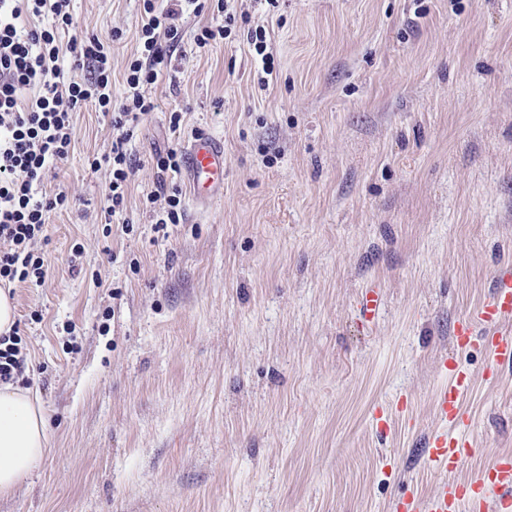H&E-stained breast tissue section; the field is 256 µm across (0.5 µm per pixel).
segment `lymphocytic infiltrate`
Listing matches in <instances>:
<instances>
[{"label": "lymphocytic infiltrate", "mask_w": 512, "mask_h": 512, "mask_svg": "<svg viewBox=\"0 0 512 512\" xmlns=\"http://www.w3.org/2000/svg\"><path fill=\"white\" fill-rule=\"evenodd\" d=\"M72 0H0V286L42 285L47 275L37 248L48 243L51 212L66 209V193H47L51 166L68 157L73 114L92 103L109 115L118 136L110 154L93 160L110 175L106 218L123 206L134 175L127 150L134 129L157 108L145 86L163 76L183 35L186 10L206 0H143L137 45L124 72L125 95L112 98V55L99 36L62 40L73 27ZM83 71L81 80L66 70Z\"/></svg>", "instance_id": "lymphocytic-infiltrate-1"}]
</instances>
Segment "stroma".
<instances>
[{
  "mask_svg": "<svg viewBox=\"0 0 512 512\" xmlns=\"http://www.w3.org/2000/svg\"><path fill=\"white\" fill-rule=\"evenodd\" d=\"M235 8L269 33V83L243 27L199 50L223 18L183 17L129 145L132 233L106 223L109 173L89 165L112 148L108 117L73 116L46 189L76 204L50 215L45 284L12 294L15 384L39 399L48 451L0 512H389L438 482L419 453L444 354L472 376L459 477L512 452V368L485 381V348L452 334L512 263V0ZM142 12L73 0L77 33L121 34L116 100ZM200 134L224 145L212 200L154 160ZM162 182L186 214L164 229Z\"/></svg>",
  "mask_w": 512,
  "mask_h": 512,
  "instance_id": "stroma-1",
  "label": "stroma"
}]
</instances>
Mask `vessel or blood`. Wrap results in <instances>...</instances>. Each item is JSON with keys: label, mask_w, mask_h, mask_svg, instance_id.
<instances>
[{"label": "vessel or blood", "mask_w": 512, "mask_h": 512, "mask_svg": "<svg viewBox=\"0 0 512 512\" xmlns=\"http://www.w3.org/2000/svg\"><path fill=\"white\" fill-rule=\"evenodd\" d=\"M190 174L197 197H213L224 188V147L212 137L199 135L187 148ZM493 293L472 314L458 321L454 342L465 346L481 338L493 363L487 376L512 366V268L503 267L492 279ZM470 386L466 373L457 372L455 384L440 388L435 397L439 429L422 453L424 470L441 474L436 489L427 495L403 494L390 505L391 512H512V454H497L476 476L455 478L454 473L472 453L471 444L458 437L463 429L462 397ZM496 497H489L488 489Z\"/></svg>", "instance_id": "obj_1"}]
</instances>
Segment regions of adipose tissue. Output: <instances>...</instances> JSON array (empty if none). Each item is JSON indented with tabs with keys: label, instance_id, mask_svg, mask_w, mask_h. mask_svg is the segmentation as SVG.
Instances as JSON below:
<instances>
[{
	"label": "adipose tissue",
	"instance_id": "1",
	"mask_svg": "<svg viewBox=\"0 0 512 512\" xmlns=\"http://www.w3.org/2000/svg\"><path fill=\"white\" fill-rule=\"evenodd\" d=\"M47 421L29 391L0 386V493L11 492L46 452Z\"/></svg>",
	"mask_w": 512,
	"mask_h": 512
}]
</instances>
